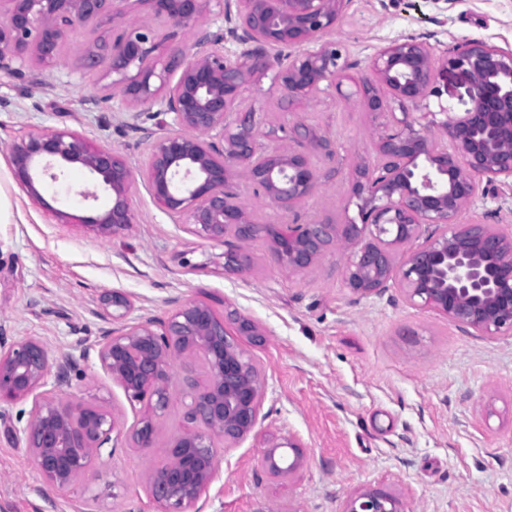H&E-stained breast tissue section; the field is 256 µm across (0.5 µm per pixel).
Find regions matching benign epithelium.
I'll return each instance as SVG.
<instances>
[{"label":"benign epithelium","instance_id":"benign-epithelium-1","mask_svg":"<svg viewBox=\"0 0 512 512\" xmlns=\"http://www.w3.org/2000/svg\"><path fill=\"white\" fill-rule=\"evenodd\" d=\"M212 0H0V73L21 78L29 59L58 61L77 28L97 31L132 12L174 27H193ZM350 0H217L224 25L190 44L165 45L148 26L127 25L99 34L83 51L84 68L112 75V98L129 114L126 126L149 142L142 170L159 208L204 240L225 248L226 274L251 268V245L270 235L272 262L301 272L341 244L344 282L364 296L394 284L405 298L446 315L477 336L512 335V234L459 218L479 197L512 189V51L466 38L439 56L412 36L391 40L358 77L346 73L342 51L325 37L344 18ZM273 72L272 88L296 111L329 91L356 101L376 129L374 156L356 157L348 204L357 212L338 224L326 216L260 224L239 185L271 206L292 212L312 197L327 175L336 144L298 116L276 128L242 106L248 85ZM457 71L473 88L462 112L439 105L441 82ZM158 122V134L144 119ZM13 173L27 195L44 202L39 184L53 169L78 165L111 198L93 217L58 214L116 235L136 223L137 170L110 146H95L68 131H30L9 145ZM433 232L406 253L399 247ZM130 298L106 293L98 316L112 324L94 344L102 368L131 402L147 407L131 438L148 450L155 419L170 405L175 363L187 373L184 428L165 463L146 474L158 512H201L198 502L214 481L218 444L228 451L254 434L262 408L261 370L242 340L261 342L264 329L236 311L219 314L191 300L164 319L134 321ZM203 362L206 377H196ZM73 361L53 355L37 336L6 344L0 338V405L33 397L27 425L15 435L29 448L52 486L69 488L90 475L102 449L119 432L115 417L92 401H65ZM53 388H47L49 379ZM306 462L294 438L266 440L262 472L289 476ZM343 512H408L392 494L366 489L350 495Z\"/></svg>","mask_w":512,"mask_h":512}]
</instances>
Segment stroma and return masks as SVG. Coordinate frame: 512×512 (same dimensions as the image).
I'll return each mask as SVG.
<instances>
[{
    "label": "stroma",
    "mask_w": 512,
    "mask_h": 512,
    "mask_svg": "<svg viewBox=\"0 0 512 512\" xmlns=\"http://www.w3.org/2000/svg\"><path fill=\"white\" fill-rule=\"evenodd\" d=\"M401 35L440 50L462 37L510 50L512 0H351L330 39L363 72ZM88 38L73 32L52 69L33 60L26 80L0 76V188L9 202L0 218V337L14 343L38 336L54 354H69L76 369L65 397L97 402L122 429L86 484L56 489L31 451L8 436L26 426L31 399L0 407V512H156L145 474L163 462L182 429L187 387L175 370L155 445L136 448L130 431L141 406L89 350L108 327L97 311L101 294L112 289L130 296L136 319L203 300L266 331L262 343L245 345L263 375L257 434L220 453L203 512H341L350 494L366 488L399 496L407 512H512L511 336L464 333L393 288L353 294L337 250L317 268L291 273L272 263L259 240L251 269L225 274L217 263L223 242L200 239L161 212L141 180L133 190L136 224L108 237L83 222L110 198L87 199L94 182L80 167L44 178L41 201L27 196L7 152L27 131L71 130L112 146L136 169L146 156V142L113 109L111 78L82 67ZM243 105L269 126L292 117L267 77L248 87ZM303 113L334 139L336 172L298 216L343 220L350 163L373 153L371 116L326 94ZM60 211L78 223H60ZM460 221L512 233V190L478 200ZM288 434L304 446L306 465L286 478L265 476L262 440Z\"/></svg>",
    "instance_id": "stroma-1"
}]
</instances>
